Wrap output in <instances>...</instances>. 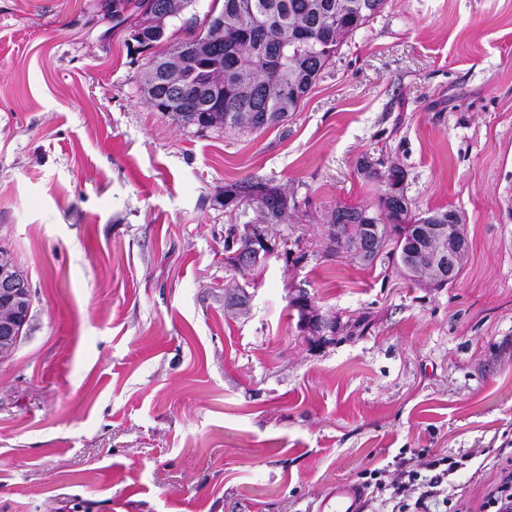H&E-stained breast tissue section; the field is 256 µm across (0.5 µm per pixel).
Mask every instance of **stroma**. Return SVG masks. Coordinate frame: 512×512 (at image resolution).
I'll return each instance as SVG.
<instances>
[{
  "label": "stroma",
  "instance_id": "1",
  "mask_svg": "<svg viewBox=\"0 0 512 512\" xmlns=\"http://www.w3.org/2000/svg\"><path fill=\"white\" fill-rule=\"evenodd\" d=\"M103 0H0V252L30 318L0 358V512H313L336 481L428 450L512 459V0H386L287 120L200 131L149 106L154 52ZM454 209L469 248L428 288L325 250L326 215L385 191ZM299 203L232 306L225 183ZM370 327L316 344L290 304Z\"/></svg>",
  "mask_w": 512,
  "mask_h": 512
}]
</instances>
